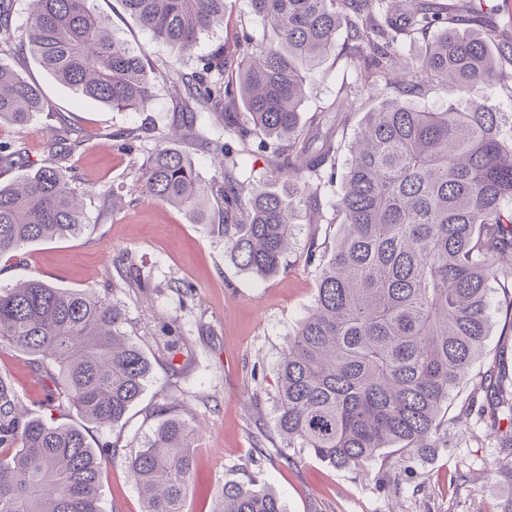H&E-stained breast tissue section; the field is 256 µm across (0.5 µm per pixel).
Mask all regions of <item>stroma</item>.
Listing matches in <instances>:
<instances>
[{
  "label": "stroma",
  "mask_w": 512,
  "mask_h": 512,
  "mask_svg": "<svg viewBox=\"0 0 512 512\" xmlns=\"http://www.w3.org/2000/svg\"><path fill=\"white\" fill-rule=\"evenodd\" d=\"M90 6L149 64L172 61L170 47L141 28L121 0H90ZM226 15L227 28L203 37L192 56L182 60L184 71H193L199 57L219 45L233 47L237 37L264 43L275 38L250 13L247 0H227ZM347 40V30H339L335 51L305 83L304 130H311L317 113L332 111L336 99L357 82L345 52ZM11 62L40 87L48 105L47 111L33 113L27 125L0 124V144L23 152L12 174L22 176L49 161L75 171L87 191L86 229L79 236L32 243L16 256L0 258V287L37 278L120 304L124 332L152 366L122 428L105 431L83 424L92 447L101 453L104 512H142L143 499L128 461L158 423L162 407L196 430L185 512H214L225 481L251 478L277 491L286 512H512V450L500 443L508 425H493L491 417L466 408L490 370L502 366L512 376V318L503 304V284H493L489 295L492 332L485 352L448 402L445 442L413 460L388 452L349 469L331 466L307 449L286 447L276 429L277 367L288 337L314 302L309 245L315 240L331 247L337 225L314 223L308 205H298L284 269L270 277L246 273L212 231L219 221V202H211L205 221L199 222L188 211L135 190L137 168L154 147L155 135L189 121L222 135L210 113L188 112L183 97L161 78L147 111L117 112L59 83L22 50H15ZM143 126L152 127L153 137L138 142L133 152L118 149L117 134ZM58 135L82 136L85 145L72 155L52 154ZM264 141V135H255L240 152L238 173L251 184L285 189L288 180L277 175ZM126 255L147 288L121 284L116 266ZM185 284L191 285V296H183ZM0 376L13 384L31 416L80 422L76 412L59 409L50 382L33 372L29 355L0 350ZM395 478L400 481L396 487L391 484Z\"/></svg>",
  "instance_id": "35a3bbf8"
}]
</instances>
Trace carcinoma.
<instances>
[{"label":"carcinoma","mask_w":512,"mask_h":512,"mask_svg":"<svg viewBox=\"0 0 512 512\" xmlns=\"http://www.w3.org/2000/svg\"><path fill=\"white\" fill-rule=\"evenodd\" d=\"M89 0H29L16 36L0 7V123H27L45 111L40 88L8 61L19 41L39 66L76 93L118 111L147 110L162 77L184 91L187 108L221 117L242 148L263 132L280 174H299L288 194L252 189L236 175L227 144L214 142L220 176L202 177L191 159L156 145L140 166L138 192L201 212L224 204L214 225L245 271L282 268L291 216L302 199L315 223L340 221L332 249L311 247L317 292L288 338L278 364L277 430L290 448H307L337 468L369 461L386 448L419 455L445 437L442 411L485 350L491 283L512 280V139L501 130L512 115L492 112L485 92L505 79L499 63L512 43L492 52L487 37L464 29L481 15L477 0L444 14L422 0H249L278 41L237 43L236 60L218 46L192 73L177 61L199 39L224 27L226 0H122L127 13L166 43L175 61L159 70L121 44ZM349 33L348 58L366 87L397 92L366 113L341 159L343 114L358 103L336 101V122L314 119L303 134L304 82ZM427 39L399 73L404 46ZM454 84L464 106L421 110L402 100ZM244 107L247 119L240 118ZM342 190L333 218L317 208L336 178ZM83 194L49 162L0 183V258L25 245L80 235ZM123 282L143 288L132 260ZM123 309L95 295L30 279L0 289V347L33 357L54 399L104 430L122 425L140 398L150 364L123 331ZM506 375L484 387L477 411H501L512 422ZM162 417L129 462L143 512H184L193 470L195 430ZM101 463L85 431L28 418L12 384L0 377V512H102ZM219 512H285L278 495L254 482L227 481Z\"/></svg>","instance_id":"carcinoma-1"}]
</instances>
